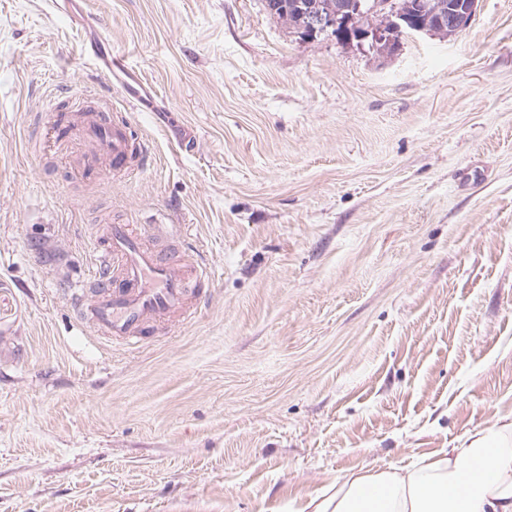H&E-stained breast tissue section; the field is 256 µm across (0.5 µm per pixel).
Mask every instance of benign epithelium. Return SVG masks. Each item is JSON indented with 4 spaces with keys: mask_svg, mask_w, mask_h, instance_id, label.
Returning a JSON list of instances; mask_svg holds the SVG:
<instances>
[{
    "mask_svg": "<svg viewBox=\"0 0 512 512\" xmlns=\"http://www.w3.org/2000/svg\"><path fill=\"white\" fill-rule=\"evenodd\" d=\"M479 0H457L451 11H428L424 0H417L416 9L407 14L398 9L394 0H297L293 7L300 14L301 27L297 34L310 40L321 34L338 36L343 44L382 48L387 55L398 53L402 37L408 32L433 34L449 24L463 30L471 23ZM375 12L384 18L378 28L365 29L359 19L363 11Z\"/></svg>",
    "mask_w": 512,
    "mask_h": 512,
    "instance_id": "1",
    "label": "benign epithelium"
}]
</instances>
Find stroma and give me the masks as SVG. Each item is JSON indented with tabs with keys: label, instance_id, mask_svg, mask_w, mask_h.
I'll return each mask as SVG.
<instances>
[{
	"label": "stroma",
	"instance_id": "35a3bbf8",
	"mask_svg": "<svg viewBox=\"0 0 512 512\" xmlns=\"http://www.w3.org/2000/svg\"><path fill=\"white\" fill-rule=\"evenodd\" d=\"M157 111L96 190L36 136L111 86L48 0H0V512H301L512 419V0L400 54L264 0H86ZM180 225L205 301L129 351L70 290L102 218Z\"/></svg>",
	"mask_w": 512,
	"mask_h": 512
}]
</instances>
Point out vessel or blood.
I'll return each mask as SVG.
<instances>
[{
  "mask_svg": "<svg viewBox=\"0 0 512 512\" xmlns=\"http://www.w3.org/2000/svg\"><path fill=\"white\" fill-rule=\"evenodd\" d=\"M50 138L58 147L78 143L75 173L98 186L136 177L151 162L111 98L89 90L72 94L68 111L54 113ZM168 238L162 224L101 226L93 271L71 292L79 322L136 348L197 308L207 272L194 255L165 247Z\"/></svg>",
  "mask_w": 512,
  "mask_h": 512,
  "instance_id": "b4317fda",
  "label": "vessel or blood"
}]
</instances>
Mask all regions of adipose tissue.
Segmentation results:
<instances>
[{"mask_svg": "<svg viewBox=\"0 0 512 512\" xmlns=\"http://www.w3.org/2000/svg\"><path fill=\"white\" fill-rule=\"evenodd\" d=\"M307 512H512V422L467 432L460 446L352 475Z\"/></svg>", "mask_w": 512, "mask_h": 512, "instance_id": "adipose-tissue-1", "label": "adipose tissue"}]
</instances>
